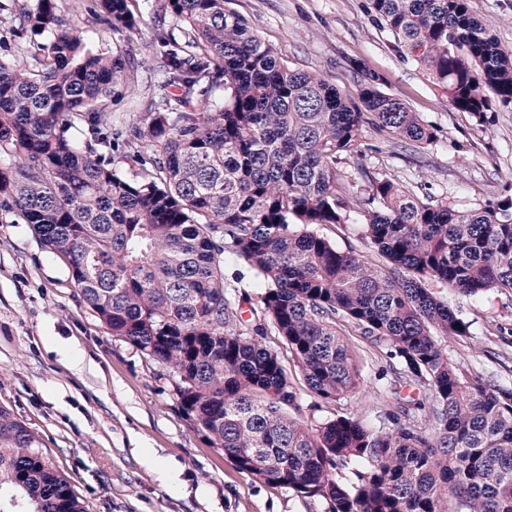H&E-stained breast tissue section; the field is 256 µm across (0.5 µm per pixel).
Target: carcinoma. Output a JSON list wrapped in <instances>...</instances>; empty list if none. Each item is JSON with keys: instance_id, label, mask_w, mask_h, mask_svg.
Here are the masks:
<instances>
[{"instance_id": "obj_1", "label": "carcinoma", "mask_w": 512, "mask_h": 512, "mask_svg": "<svg viewBox=\"0 0 512 512\" xmlns=\"http://www.w3.org/2000/svg\"><path fill=\"white\" fill-rule=\"evenodd\" d=\"M136 2L95 0L87 23L130 34ZM226 3L165 0L178 30L158 28L166 68L151 109L129 133L101 128L83 145L65 132L130 79L123 52L88 48L57 0L20 8L18 33L49 41L36 67L0 61V198L69 260L112 335L173 370L190 427L240 470L326 512H512V383L448 357L441 339L470 323L425 285L512 290V198L460 209L366 170L367 193L351 191L337 169L360 154L363 125L420 148L434 130L376 76L353 93L288 67ZM370 13L458 111L482 122L493 103L512 105V49L468 0H370ZM119 147L133 178L100 153ZM353 212L385 266L315 230ZM227 258L263 289L249 330L227 297ZM341 320L393 360L395 410L377 427L288 412L297 378L323 402L360 383ZM268 324L293 367L263 343ZM410 386L422 396L401 397ZM0 512H85L1 409Z\"/></svg>"}]
</instances>
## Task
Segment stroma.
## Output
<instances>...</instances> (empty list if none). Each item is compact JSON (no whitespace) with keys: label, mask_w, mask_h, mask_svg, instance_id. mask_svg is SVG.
Returning <instances> with one entry per match:
<instances>
[{"label":"stroma","mask_w":512,"mask_h":512,"mask_svg":"<svg viewBox=\"0 0 512 512\" xmlns=\"http://www.w3.org/2000/svg\"><path fill=\"white\" fill-rule=\"evenodd\" d=\"M163 4L142 0L131 34L73 23L95 50L120 46L138 61L134 80L111 90L106 112L113 128L134 126L162 79L154 37ZM228 6L290 68L352 91L379 75L382 92L435 129L436 141L416 149L364 126L363 159L338 166L355 190L368 188L358 171L363 165L408 192L459 208L512 197V106L493 105L484 124L455 110L373 21L369 0H229ZM469 6L512 47V0H469ZM18 26V15L0 12V58L32 60L48 38L14 37ZM428 287L471 324L469 335L444 339L449 357L512 382V291L493 289L475 299L434 281ZM339 330L358 354L362 382L329 403L298 387V417L314 425L343 414L378 425L389 410L387 348L352 325ZM174 381L170 368L109 333L75 286L67 259L50 252L17 212L1 207L0 409L35 434L86 512H325L321 501L268 485L210 448L182 418Z\"/></svg>","instance_id":"35a3bbf8"}]
</instances>
